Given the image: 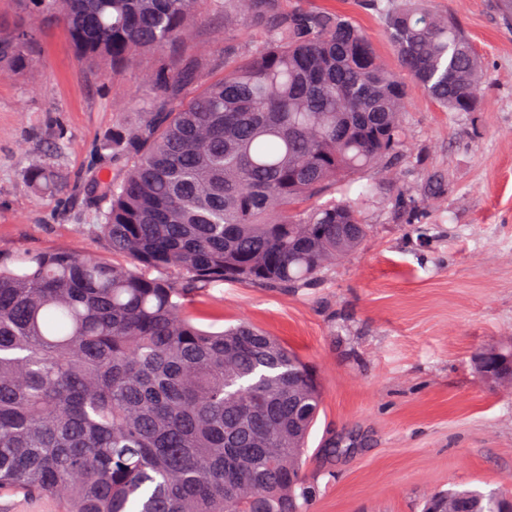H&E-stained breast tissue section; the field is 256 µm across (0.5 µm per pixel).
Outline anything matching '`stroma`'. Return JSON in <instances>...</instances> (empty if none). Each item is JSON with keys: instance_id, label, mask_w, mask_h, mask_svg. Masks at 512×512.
I'll return each mask as SVG.
<instances>
[{"instance_id": "stroma-1", "label": "stroma", "mask_w": 512, "mask_h": 512, "mask_svg": "<svg viewBox=\"0 0 512 512\" xmlns=\"http://www.w3.org/2000/svg\"><path fill=\"white\" fill-rule=\"evenodd\" d=\"M315 2L351 19L398 70L365 0ZM498 2L429 0L480 55L482 106L446 112L413 92L396 178L370 170L336 187L366 194L370 233L359 250L310 288L224 284L193 305L200 324L249 323L316 367L310 512H422L453 486L512 496V388L474 366L479 350L512 338V26ZM36 26V66L0 75V249L106 257L93 226L109 203L92 195L93 181L123 172L113 115L152 90L135 65L116 78L91 73L54 17ZM38 158L62 177L56 196L24 180ZM401 194L424 211L421 226L399 217Z\"/></svg>"}]
</instances>
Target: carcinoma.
Returning <instances> with one entry per match:
<instances>
[{
    "mask_svg": "<svg viewBox=\"0 0 512 512\" xmlns=\"http://www.w3.org/2000/svg\"><path fill=\"white\" fill-rule=\"evenodd\" d=\"M18 2L58 16L88 68L140 66L154 97L112 123L126 168L96 230L124 261L0 249V492L54 512H308L317 374L250 325L201 326L191 304L224 283L304 288L357 250L362 195L311 200L394 168L413 89L479 111L472 41L426 0H366L408 84L349 18L306 0ZM204 14L224 24L218 56L192 48ZM35 42L0 32V74L31 70ZM26 178L60 189L42 162ZM475 368L512 377V340ZM436 497L512 508L493 490Z\"/></svg>",
    "mask_w": 512,
    "mask_h": 512,
    "instance_id": "1",
    "label": "carcinoma"
}]
</instances>
